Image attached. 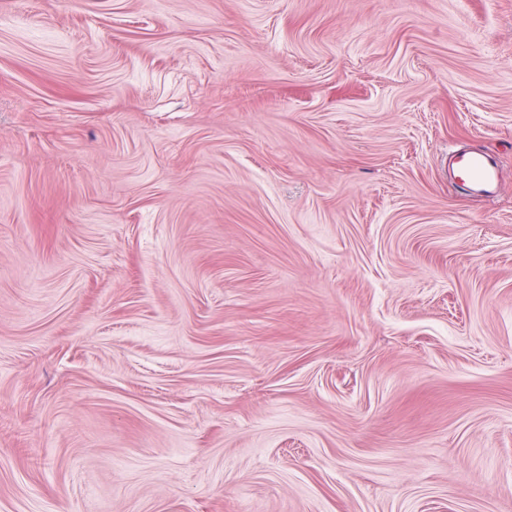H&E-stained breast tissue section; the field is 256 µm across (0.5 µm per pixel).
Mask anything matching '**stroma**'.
<instances>
[{"label":"stroma","mask_w":512,"mask_h":512,"mask_svg":"<svg viewBox=\"0 0 512 512\" xmlns=\"http://www.w3.org/2000/svg\"><path fill=\"white\" fill-rule=\"evenodd\" d=\"M0 512H512V0H0ZM458 178L485 195H495L499 176L495 164L483 153L460 154L456 158Z\"/></svg>","instance_id":"obj_1"}]
</instances>
